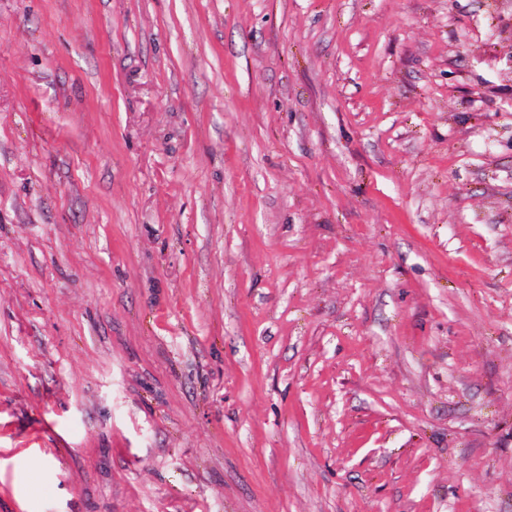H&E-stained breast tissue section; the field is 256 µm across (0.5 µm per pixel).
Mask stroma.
<instances>
[{"mask_svg": "<svg viewBox=\"0 0 512 512\" xmlns=\"http://www.w3.org/2000/svg\"><path fill=\"white\" fill-rule=\"evenodd\" d=\"M0 512H512V0H0Z\"/></svg>", "mask_w": 512, "mask_h": 512, "instance_id": "obj_1", "label": "stroma"}]
</instances>
